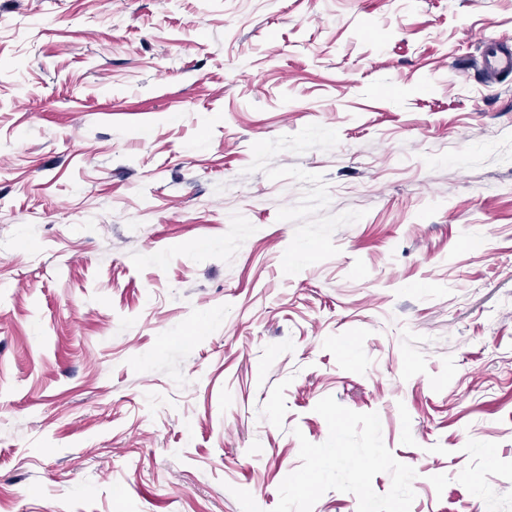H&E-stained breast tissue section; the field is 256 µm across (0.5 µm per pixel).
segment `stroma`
Returning <instances> with one entry per match:
<instances>
[{
	"label": "stroma",
	"instance_id": "stroma-1",
	"mask_svg": "<svg viewBox=\"0 0 512 512\" xmlns=\"http://www.w3.org/2000/svg\"><path fill=\"white\" fill-rule=\"evenodd\" d=\"M490 38L512 0H0V512H512Z\"/></svg>",
	"mask_w": 512,
	"mask_h": 512
}]
</instances>
